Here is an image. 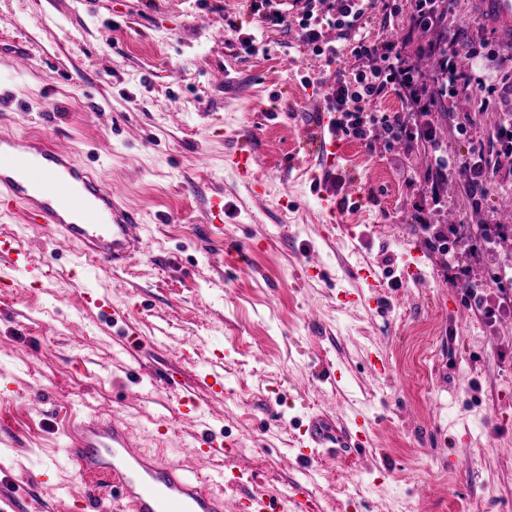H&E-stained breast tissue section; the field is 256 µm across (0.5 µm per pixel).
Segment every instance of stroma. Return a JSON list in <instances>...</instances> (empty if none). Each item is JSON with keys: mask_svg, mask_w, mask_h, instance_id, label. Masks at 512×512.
I'll return each instance as SVG.
<instances>
[{"mask_svg": "<svg viewBox=\"0 0 512 512\" xmlns=\"http://www.w3.org/2000/svg\"><path fill=\"white\" fill-rule=\"evenodd\" d=\"M450 33L477 55L481 97L455 111L438 103L433 140L346 137L328 166L315 136L325 82L359 65L336 29L324 31L337 48L330 64L299 27L263 26L248 0H0V134L74 150L136 212L144 246L109 272L20 211L0 212V238L29 250L23 269L0 259L10 283L0 290V478L19 484L12 512H71L78 499L112 508L109 488L67 459L76 396L86 413L128 423L151 456L200 476L221 467L189 449L211 429L255 493L308 474L293 451L311 418L343 436L364 418L363 446L320 451L323 512H512V312L489 320L448 271L453 261L473 284L512 278V237L479 252L462 241L452 257L431 243L451 220L512 224L499 205L512 196V154L492 148L512 121V46L462 0ZM19 53L30 58L22 72ZM244 145L250 180L233 162ZM440 157L492 167L480 208L455 170L440 204L419 211ZM215 195L219 235L208 229ZM415 253L422 274L402 280ZM362 257L382 273L379 290L352 278ZM98 288L141 353H126L120 328L83 304ZM76 320L85 332L72 331ZM218 353L220 396L204 378ZM50 456L58 466L42 473Z\"/></svg>", "mask_w": 512, "mask_h": 512, "instance_id": "1", "label": "stroma"}]
</instances>
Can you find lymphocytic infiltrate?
I'll return each instance as SVG.
<instances>
[{"mask_svg": "<svg viewBox=\"0 0 512 512\" xmlns=\"http://www.w3.org/2000/svg\"><path fill=\"white\" fill-rule=\"evenodd\" d=\"M377 7L388 17L399 12L398 0H305L298 20L302 40L316 55L335 60V47L323 41V26L336 28L343 37H351L366 11ZM453 8V0H411L407 37L357 40L353 53L363 59V66L349 75L336 73L326 98L328 111L343 115L336 123L337 128L359 141L367 140L374 129L382 130L390 139L429 138L428 126L415 127L408 121L410 115L429 114L435 106L421 81L416 65L418 55L440 56L449 97L473 91L471 78L458 73L454 64L458 54L456 39L441 34ZM388 92L401 100L403 112L370 113L369 105Z\"/></svg>", "mask_w": 512, "mask_h": 512, "instance_id": "1", "label": "lymphocytic infiltrate"}]
</instances>
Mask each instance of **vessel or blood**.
Wrapping results in <instances>:
<instances>
[{"mask_svg": "<svg viewBox=\"0 0 512 512\" xmlns=\"http://www.w3.org/2000/svg\"><path fill=\"white\" fill-rule=\"evenodd\" d=\"M470 12L512 44V0H468ZM21 207L44 233H62L85 254L109 269L128 265L143 251L138 217L120 209L93 171L71 152L0 136V209ZM307 444L299 459H317L335 434L305 428ZM68 456L86 475L102 476L118 492V512H224L223 498L179 464L163 463L137 448L126 426L88 417L72 439ZM238 512H314L312 487L297 482L286 491L252 494L238 501Z\"/></svg>", "mask_w": 512, "mask_h": 512, "instance_id": "vessel-or-blood-1", "label": "vessel or blood"}]
</instances>
